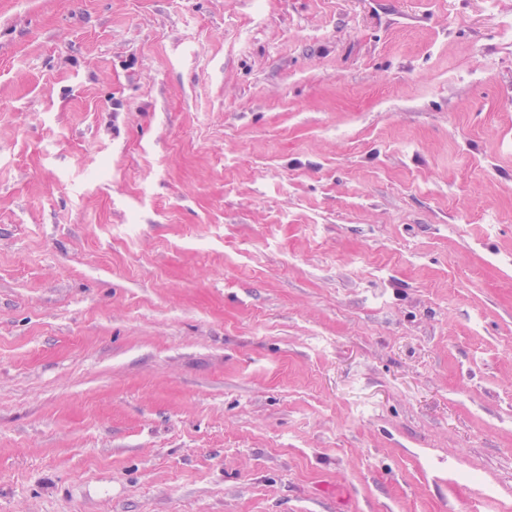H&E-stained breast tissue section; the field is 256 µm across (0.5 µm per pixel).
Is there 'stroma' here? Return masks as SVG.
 <instances>
[{"instance_id":"stroma-1","label":"stroma","mask_w":512,"mask_h":512,"mask_svg":"<svg viewBox=\"0 0 512 512\" xmlns=\"http://www.w3.org/2000/svg\"><path fill=\"white\" fill-rule=\"evenodd\" d=\"M0 512H512V0H0Z\"/></svg>"}]
</instances>
